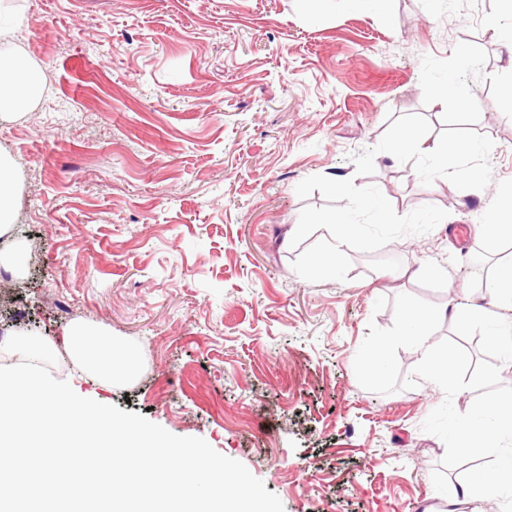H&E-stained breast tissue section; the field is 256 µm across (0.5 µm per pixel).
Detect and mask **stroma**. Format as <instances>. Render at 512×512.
Here are the masks:
<instances>
[{"instance_id":"stroma-1","label":"stroma","mask_w":512,"mask_h":512,"mask_svg":"<svg viewBox=\"0 0 512 512\" xmlns=\"http://www.w3.org/2000/svg\"><path fill=\"white\" fill-rule=\"evenodd\" d=\"M500 0H0V55L42 75L37 98L0 122L16 209L0 250V343L35 331L52 375L83 397L204 438L242 462L284 512H448L459 485L498 467L512 431L461 458L438 412L512 397V361L481 332L441 316L479 290L470 268L489 189L512 181V83L486 29ZM462 114L434 89L453 54ZM439 146L485 144L478 182L430 178L398 157L403 128ZM347 191L338 193L334 178ZM376 192L384 214L356 197ZM346 212L361 237L340 273L315 272L316 230L282 240L307 215ZM434 267L436 277H420ZM408 308L434 311L435 353L455 391L425 379L409 345L379 379L362 368ZM83 321L136 350L135 378H84L64 330Z\"/></svg>"}]
</instances>
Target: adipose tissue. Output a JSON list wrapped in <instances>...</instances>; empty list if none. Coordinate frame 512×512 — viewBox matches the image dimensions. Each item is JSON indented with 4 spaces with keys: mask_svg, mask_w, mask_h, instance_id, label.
Segmentation results:
<instances>
[{
    "mask_svg": "<svg viewBox=\"0 0 512 512\" xmlns=\"http://www.w3.org/2000/svg\"><path fill=\"white\" fill-rule=\"evenodd\" d=\"M40 87L39 71L28 68L16 59L0 58V121L23 110L38 95ZM399 152L404 156L432 158L436 171L452 181H474L478 178L476 168L466 164L467 158L480 153L479 145L475 142L462 148L452 140L443 150L410 131L401 138ZM310 224L317 226L325 242L324 249L313 264L323 275L336 276L344 247L359 237L361 228L347 223L340 212L312 217ZM481 235L493 245L501 242L504 236L512 237V183L495 187L493 203L481 227ZM448 313L456 319L458 336L465 337L479 329L495 348L512 352V327L502 325L496 310L475 304L463 306L452 300L448 303ZM432 318V312L426 309L405 310L398 333L377 339L369 349L363 363L366 375L373 379L380 378L387 369L389 348L393 344L404 343L422 357L425 377L441 388L455 390L452 360L448 356L435 354L430 342L428 326ZM64 336L67 354L93 379L109 385L135 374L138 366L136 352L115 343L107 331L89 323L76 322L66 328ZM507 426H512V399L487 401L479 409L459 416L456 423L458 447L468 451L488 446L498 439Z\"/></svg>",
    "mask_w": 512,
    "mask_h": 512,
    "instance_id": "1",
    "label": "adipose tissue"
}]
</instances>
